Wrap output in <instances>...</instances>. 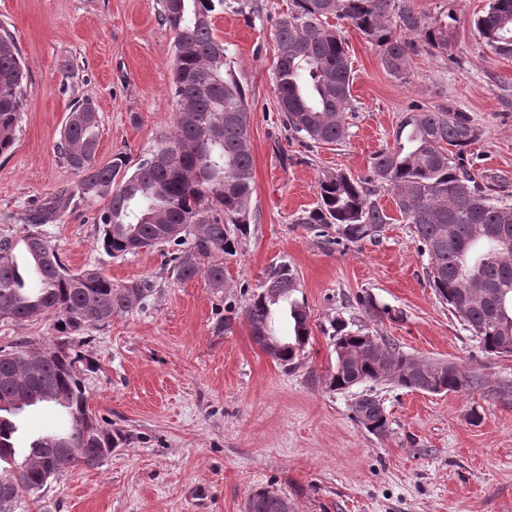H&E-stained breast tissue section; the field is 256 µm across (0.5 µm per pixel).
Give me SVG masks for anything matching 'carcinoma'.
Listing matches in <instances>:
<instances>
[{
    "mask_svg": "<svg viewBox=\"0 0 512 512\" xmlns=\"http://www.w3.org/2000/svg\"><path fill=\"white\" fill-rule=\"evenodd\" d=\"M159 17L175 34L171 96L175 127L155 151H168L171 162L158 168L148 156L130 165L117 156L96 164L98 113L91 100L77 101L60 132L58 149L79 175L74 190L58 193L47 208L18 234L0 235V317L15 322L37 316L55 318L53 348L0 354V512H12L22 494L37 496L45 487L46 465L65 451L75 464L93 467L125 438L99 425L88 408L81 378L83 359L73 350L75 337L96 324L142 308L153 297L150 277L120 285L103 273H74L48 244L40 225L46 214L63 211L74 197L106 198L94 217L98 243L112 257L139 249L172 246L169 271L178 281L204 275L217 291L224 288L226 256L236 255L247 235L253 194L250 128L235 118L248 116L247 94L233 73L224 43L213 33L214 17L228 7L252 10L250 0H159ZM333 15L355 27L381 51V64L393 77L409 78L413 35L434 48L448 49V25H424L403 0H292L288 16L276 28L274 87L284 125L301 142L336 144L347 135L352 63L340 33L325 26ZM476 35L489 49L512 56V0H489L473 20ZM27 73L12 33L0 29V156L15 145L24 107ZM200 125H217L222 134L207 143ZM394 140L371 161L370 176L344 171L325 176L313 209L296 217L318 237L336 232V241L353 244L380 236L390 217L372 200L377 187L393 194L402 219L411 224L427 253V280L435 294L463 322L489 355L512 354V233L478 234L483 224L512 228V205L493 196L477 181L467 148L479 137L464 112L411 110L402 115ZM296 270L273 268L250 298L244 316L255 343L276 344L273 359L288 368L311 336L305 306L294 294ZM286 319L292 334L277 326ZM336 364L326 388L343 393L366 382L389 381L429 393H469L482 376L447 361L418 360L403 354L382 336L337 330ZM50 405L64 411L71 433L48 431L15 447L18 417L31 407ZM366 431H389L385 408L373 394L352 405ZM247 512H287L288 499L267 489L248 498Z\"/></svg>",
    "mask_w": 512,
    "mask_h": 512,
    "instance_id": "carcinoma-1",
    "label": "carcinoma"
}]
</instances>
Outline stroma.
I'll list each match as a JSON object with an SVG mask.
<instances>
[{"label": "stroma", "instance_id": "obj_1", "mask_svg": "<svg viewBox=\"0 0 512 512\" xmlns=\"http://www.w3.org/2000/svg\"><path fill=\"white\" fill-rule=\"evenodd\" d=\"M252 2L253 14L214 18L247 92L254 174L251 224L224 261V290L201 275L175 281L166 250L106 255L93 222L106 199H74L42 225L70 270L95 269L116 284L152 276L160 288L144 309L90 327L75 344L93 366L90 411L126 443L97 466L65 471L39 498L19 499L13 512H246L256 488L286 497L292 512H512V398L497 394L512 384V356L484 353L437 299L428 258L391 193L375 194L390 222L372 243L330 245L295 222L316 206L324 175L368 176L373 155L416 106L472 118L481 135L467 154L512 204V57L492 53L473 29L488 0H406L422 23L451 24L447 50L419 43L405 81L339 22L353 68L348 135L306 145L284 126L273 84L276 23L289 0ZM0 26L28 72L14 150L0 157L3 234L75 187L56 145L76 100L96 106L98 166L119 154L138 162L172 133L175 35L158 17V0H0ZM283 262L298 273L296 297L312 328L292 369L259 348L243 315L259 282ZM367 295L393 317L368 316ZM226 318L230 329L216 333ZM53 324L50 316L0 319V350L23 340L43 347ZM341 324L391 338L404 353L462 365L486 384L466 395L373 385L391 429L370 434L353 418L354 392L324 387Z\"/></svg>", "mask_w": 512, "mask_h": 512}]
</instances>
